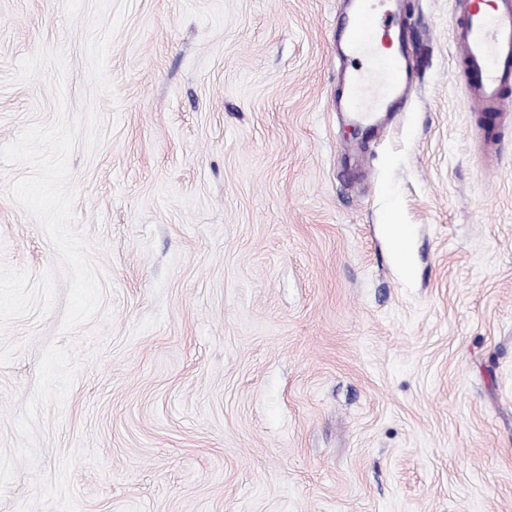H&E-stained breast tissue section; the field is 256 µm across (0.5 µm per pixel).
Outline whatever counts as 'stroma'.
<instances>
[{
	"instance_id": "stroma-1",
	"label": "stroma",
	"mask_w": 512,
	"mask_h": 512,
	"mask_svg": "<svg viewBox=\"0 0 512 512\" xmlns=\"http://www.w3.org/2000/svg\"><path fill=\"white\" fill-rule=\"evenodd\" d=\"M344 0H132L69 166L112 291L39 464L75 450L78 512H512V114L485 135L453 0H405L416 76L350 139L334 111ZM91 23L0 0V144L48 121L44 46L81 114ZM407 230L403 255L393 225ZM0 255H57L0 190ZM65 307L0 368V447Z\"/></svg>"
}]
</instances>
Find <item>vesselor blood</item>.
<instances>
[{"mask_svg": "<svg viewBox=\"0 0 512 512\" xmlns=\"http://www.w3.org/2000/svg\"><path fill=\"white\" fill-rule=\"evenodd\" d=\"M378 0H352L339 25L337 111L351 126L381 128L403 102L412 79L406 30L394 7L378 12ZM452 39L463 64L472 102L493 115L512 112V0H455Z\"/></svg>", "mask_w": 512, "mask_h": 512, "instance_id": "obj_1", "label": "vessel or blood"}]
</instances>
